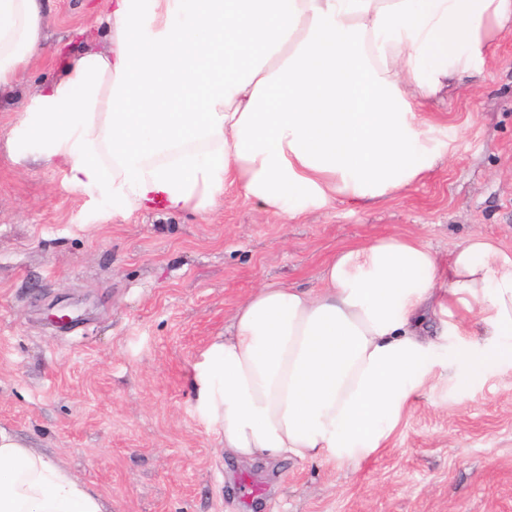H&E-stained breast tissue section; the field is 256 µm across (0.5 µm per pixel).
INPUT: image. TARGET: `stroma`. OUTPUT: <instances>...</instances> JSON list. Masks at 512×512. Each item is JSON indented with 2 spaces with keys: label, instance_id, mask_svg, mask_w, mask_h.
<instances>
[{
  "label": "stroma",
  "instance_id": "obj_1",
  "mask_svg": "<svg viewBox=\"0 0 512 512\" xmlns=\"http://www.w3.org/2000/svg\"><path fill=\"white\" fill-rule=\"evenodd\" d=\"M42 50L0 94V427L82 478L109 512H512V367L467 397H419L355 469L244 464L194 405L190 367L267 284L318 287L339 248L421 233L440 256L473 231L512 246V35L425 112L460 147L426 181L284 222L226 193L210 215L119 212L16 160L17 111L56 52L105 50V0H45ZM71 316L53 321L58 310Z\"/></svg>",
  "mask_w": 512,
  "mask_h": 512
}]
</instances>
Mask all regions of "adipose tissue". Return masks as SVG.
Masks as SVG:
<instances>
[{
	"label": "adipose tissue",
	"instance_id": "ef3b65f1",
	"mask_svg": "<svg viewBox=\"0 0 512 512\" xmlns=\"http://www.w3.org/2000/svg\"><path fill=\"white\" fill-rule=\"evenodd\" d=\"M109 47L27 97L16 153L121 210L208 214L228 188L295 220L396 194L455 141L422 111L512 32V0H108ZM42 0H0V92L43 43ZM316 288L265 285L192 366L197 407L241 462L352 467L415 400L512 365V248L474 232L349 245ZM0 512H107L0 428Z\"/></svg>",
	"mask_w": 512,
	"mask_h": 512
}]
</instances>
